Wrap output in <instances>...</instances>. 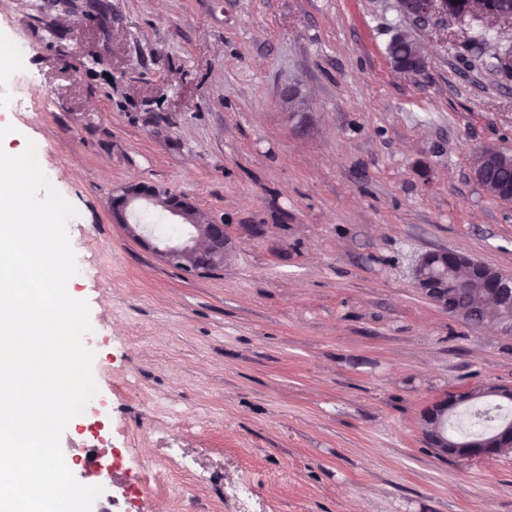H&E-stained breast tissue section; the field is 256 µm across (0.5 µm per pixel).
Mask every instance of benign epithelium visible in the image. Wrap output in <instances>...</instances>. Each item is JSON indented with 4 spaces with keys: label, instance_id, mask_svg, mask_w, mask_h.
<instances>
[{
    "label": "benign epithelium",
    "instance_id": "benign-epithelium-1",
    "mask_svg": "<svg viewBox=\"0 0 512 512\" xmlns=\"http://www.w3.org/2000/svg\"><path fill=\"white\" fill-rule=\"evenodd\" d=\"M396 7L404 18L423 24L447 17L473 18L488 23L512 17V11L489 10L487 0H464L463 8L458 10L450 8L449 0H396ZM392 66L401 74L413 76L426 67V59L413 44L408 59L394 62ZM157 202L162 203L166 212L185 228L181 238L159 239L152 246L162 261L192 276L206 275L224 265V225L214 222L185 196L145 183L122 186L113 190L112 215L132 237L147 244L149 240L140 233V225L131 223V218L140 205ZM460 270L468 273V287L494 299L496 308L491 323L506 334L512 333V285L503 284L498 270L462 253L439 250L421 257L413 271L414 283L427 299L467 322L468 309L452 303V289L458 285ZM485 397L511 404L512 385L450 392L424 410L421 416L423 440L436 457L454 461L484 460L497 456L503 448L512 447V424L509 422L491 427L482 435L455 437L448 433V417L461 406Z\"/></svg>",
    "mask_w": 512,
    "mask_h": 512
}]
</instances>
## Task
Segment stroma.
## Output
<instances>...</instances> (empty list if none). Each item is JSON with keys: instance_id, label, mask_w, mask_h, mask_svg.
I'll use <instances>...</instances> for the list:
<instances>
[{"instance_id": "1", "label": "stroma", "mask_w": 512, "mask_h": 512, "mask_svg": "<svg viewBox=\"0 0 512 512\" xmlns=\"http://www.w3.org/2000/svg\"><path fill=\"white\" fill-rule=\"evenodd\" d=\"M478 29L395 0H0V44L28 49L0 124L76 210L99 392L62 449L93 512H512V451L444 461L421 434L449 392L512 385V335L413 281L433 250L512 275V201L472 176L512 154V76ZM134 183L223 224V267L188 276L116 224ZM394 51L395 54L407 56L410 52V48L409 45L402 43L401 46L395 48ZM391 64L397 72L404 75L413 76L421 72L426 67V59L421 54L416 43L414 42L411 45V52L409 53V57L406 61L396 63L391 59Z\"/></svg>"}]
</instances>
